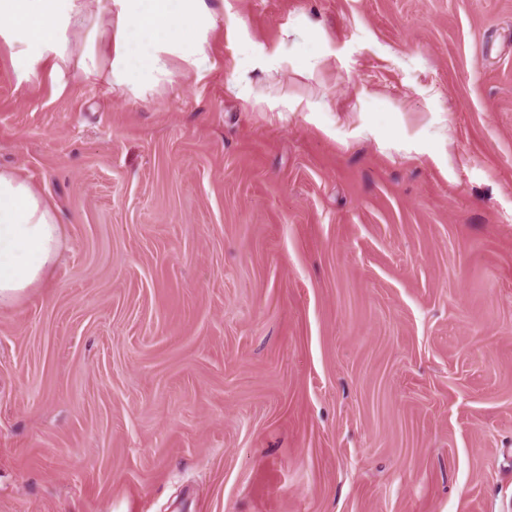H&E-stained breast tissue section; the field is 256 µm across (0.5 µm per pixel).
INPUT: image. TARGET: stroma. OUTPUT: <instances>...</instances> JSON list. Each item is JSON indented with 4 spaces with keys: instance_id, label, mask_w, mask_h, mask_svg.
<instances>
[{
    "instance_id": "stroma-1",
    "label": "stroma",
    "mask_w": 512,
    "mask_h": 512,
    "mask_svg": "<svg viewBox=\"0 0 512 512\" xmlns=\"http://www.w3.org/2000/svg\"><path fill=\"white\" fill-rule=\"evenodd\" d=\"M206 5L138 94L0 34V512H512V0ZM60 242L49 204L25 180L0 172V307L45 282Z\"/></svg>"
}]
</instances>
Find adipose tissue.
Instances as JSON below:
<instances>
[{"mask_svg":"<svg viewBox=\"0 0 512 512\" xmlns=\"http://www.w3.org/2000/svg\"><path fill=\"white\" fill-rule=\"evenodd\" d=\"M115 39L111 75L116 84L139 92L166 74L161 48L184 44L187 65L204 55L199 22L205 0H125ZM79 0H0V25L28 35L39 49L60 51L64 26H82ZM60 242V226L49 204L25 180L0 172V307L14 305L42 285Z\"/></svg>","mask_w":512,"mask_h":512,"instance_id":"obj_1","label":"adipose tissue"}]
</instances>
